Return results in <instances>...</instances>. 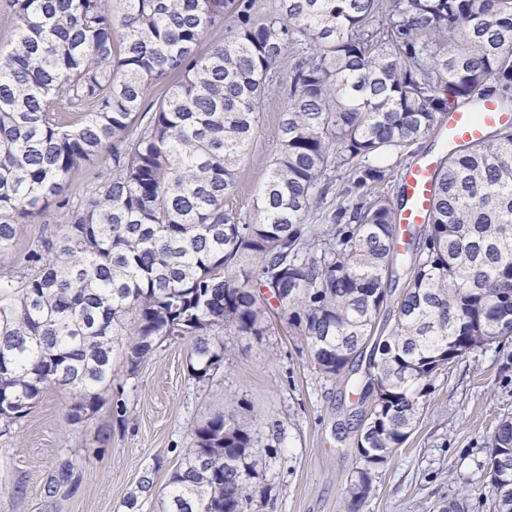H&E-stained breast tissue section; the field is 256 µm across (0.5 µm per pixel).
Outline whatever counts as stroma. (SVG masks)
Listing matches in <instances>:
<instances>
[{
    "label": "stroma",
    "instance_id": "1",
    "mask_svg": "<svg viewBox=\"0 0 512 512\" xmlns=\"http://www.w3.org/2000/svg\"><path fill=\"white\" fill-rule=\"evenodd\" d=\"M290 72L283 64L276 87L262 98L259 131L240 167L236 207L247 218L278 142ZM62 230L56 205H49L21 225L11 256L0 258V275L16 274L18 256ZM229 341L228 360L204 382L189 374V339L164 342L136 375L119 372L101 390L98 409L78 423L67 418L71 391L47 389L25 418L0 432V512H126L144 473L153 475L156 490L167 487L195 427L231 397L244 404L241 418L262 460L249 512H349L344 487L357 465L359 392L347 381L321 378L282 321L263 339ZM510 355L511 343L478 349L435 379L416 428L377 469L359 512H433L448 498L468 512H489L485 464L496 425L512 414ZM119 399L127 408L122 418L112 408ZM65 458L75 465L78 487L47 505L43 487Z\"/></svg>",
    "mask_w": 512,
    "mask_h": 512
}]
</instances>
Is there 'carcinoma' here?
<instances>
[{"mask_svg":"<svg viewBox=\"0 0 512 512\" xmlns=\"http://www.w3.org/2000/svg\"><path fill=\"white\" fill-rule=\"evenodd\" d=\"M8 5L17 34L0 50V255L75 169L109 165L77 200L58 201L64 233L29 250L22 273L0 276V425L51 386L73 391L69 417L82 419L116 364L134 375L170 337H192L190 376L204 381L224 363L220 334L265 336L276 314L327 378L356 375L367 357L359 385L372 401L346 486L360 507L438 375L512 338V124L447 157L430 224L404 254L380 166L342 188L351 204L321 228L306 216L332 189L328 171L404 152L476 92L508 100L512 0H278L268 13L257 0ZM303 41L311 52L294 60L275 154L243 222L233 200L258 105ZM360 186L369 190L353 195ZM248 262L257 288L237 278ZM397 263L405 283L391 300L383 280ZM241 408L195 427L158 512H246L259 461ZM486 469L508 472L490 485L492 512H512L509 416ZM77 486L67 459L44 498Z\"/></svg>","mask_w":512,"mask_h":512,"instance_id":"cac0c4a2","label":"carcinoma"}]
</instances>
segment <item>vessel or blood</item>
<instances>
[{
  "mask_svg": "<svg viewBox=\"0 0 512 512\" xmlns=\"http://www.w3.org/2000/svg\"><path fill=\"white\" fill-rule=\"evenodd\" d=\"M512 122V109L497 99L478 95L470 102L453 104L436 124L438 151L423 154L406 165L399 183L402 200L395 216L397 242L406 245L412 230L430 219L436 175L443 154H454L483 140L491 127Z\"/></svg>",
  "mask_w": 512,
  "mask_h": 512,
  "instance_id": "b4317fda",
  "label": "vessel or blood"
}]
</instances>
